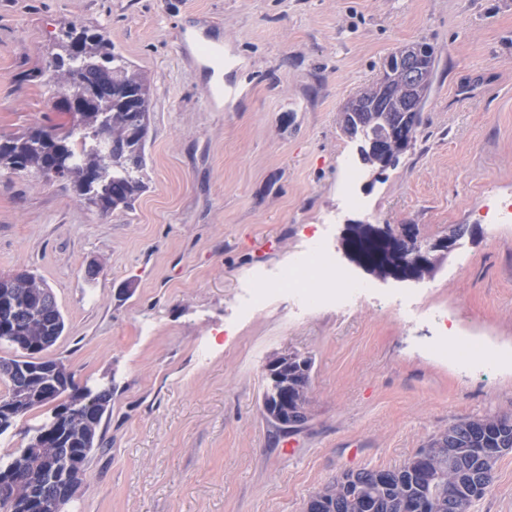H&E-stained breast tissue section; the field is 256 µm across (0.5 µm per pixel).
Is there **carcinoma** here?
I'll list each match as a JSON object with an SVG mask.
<instances>
[{
    "label": "carcinoma",
    "instance_id": "obj_1",
    "mask_svg": "<svg viewBox=\"0 0 512 512\" xmlns=\"http://www.w3.org/2000/svg\"><path fill=\"white\" fill-rule=\"evenodd\" d=\"M81 45V54L71 56L72 46ZM52 73L43 76L45 85L62 91L86 80L98 83L107 110L92 106L85 112L62 111L65 119L47 120L27 128L20 134L0 137V164L17 172L46 178L48 170L61 164L59 179L69 182L88 207L101 215L129 209L145 187L147 169L146 145L150 128V86L142 72L100 31L71 26L60 40ZM371 94L359 102V111L342 113V128L353 137V125L368 127V139L358 141V151L364 165L385 171L392 156H401L415 142L421 124L422 109L415 112H389L392 98L407 97L402 87L384 86L381 79L370 86ZM108 122L112 144L98 137L102 122ZM396 154H390L391 150ZM47 287L35 273L0 282V303L11 308L9 315L0 310L6 326L2 336H31L38 341L56 343L65 331V320L58 305L40 304L34 294ZM76 373L59 362L55 380L47 382L62 394L75 380ZM6 399L17 388L39 390L40 381L20 376L4 380ZM112 394L102 395L91 410L92 418L77 419L70 433L43 448L44 455L65 465L77 463L87 467L90 454L100 438V427L110 408ZM44 408V416L25 429V437L43 432L58 409L51 396H41L25 408L28 414ZM435 449L429 460L412 455L393 469H360L348 471L325 485L307 501V512H401L403 501H416L430 495L426 480L421 476L429 469L436 476L440 493L433 498L432 512H470L471 505L487 490L483 482L493 484L494 474L485 471L482 450L500 448L512 452V416L488 414L463 420L430 440ZM29 446L0 453V477L33 461L26 456ZM54 486L40 476H34L25 495L14 504L0 502V512H28L30 497L44 495ZM453 495L459 507H448V495Z\"/></svg>",
    "mask_w": 512,
    "mask_h": 512
}]
</instances>
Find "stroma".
Here are the masks:
<instances>
[{"label":"stroma","mask_w":512,"mask_h":512,"mask_svg":"<svg viewBox=\"0 0 512 512\" xmlns=\"http://www.w3.org/2000/svg\"><path fill=\"white\" fill-rule=\"evenodd\" d=\"M103 31L148 77L147 187L103 216L59 179L0 165V273L52 288L66 329L54 353L82 383L112 385L89 478L67 512H303L344 471L391 469L448 425L512 415V0H0V135L57 118L44 86L63 31ZM191 30L224 44V82ZM437 52L414 146L341 190L354 144L343 105L398 47ZM414 225L435 241L466 227L421 278L373 270L352 223ZM371 289L361 304L294 311L287 296L239 308L256 271L287 266L314 225ZM97 269L88 277V269ZM483 354L443 348L435 314ZM309 356L307 422L262 410L275 353ZM470 512H512V452Z\"/></svg>","instance_id":"35a3bbf8"}]
</instances>
